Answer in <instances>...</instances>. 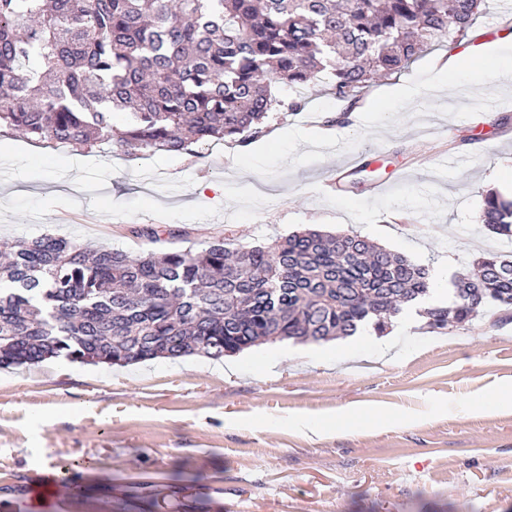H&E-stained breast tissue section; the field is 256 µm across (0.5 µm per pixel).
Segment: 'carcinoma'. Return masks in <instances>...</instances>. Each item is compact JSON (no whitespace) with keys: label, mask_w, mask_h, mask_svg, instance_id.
<instances>
[{"label":"carcinoma","mask_w":512,"mask_h":512,"mask_svg":"<svg viewBox=\"0 0 512 512\" xmlns=\"http://www.w3.org/2000/svg\"><path fill=\"white\" fill-rule=\"evenodd\" d=\"M484 0H0V128L37 143L128 156L264 136L285 84L323 82L356 106L423 51L455 44ZM127 111L125 129L112 114ZM479 223L512 239V200ZM129 254L42 235L0 243V368L50 358L131 364L219 359L285 339L321 342L394 318L429 272L358 234L294 232L270 245ZM512 312V260L463 266L429 326Z\"/></svg>","instance_id":"carcinoma-1"}]
</instances>
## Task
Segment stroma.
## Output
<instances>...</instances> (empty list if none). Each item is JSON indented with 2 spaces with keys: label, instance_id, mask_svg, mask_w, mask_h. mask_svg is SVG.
I'll list each match as a JSON object with an SVG mask.
<instances>
[{
  "label": "stroma",
  "instance_id": "obj_1",
  "mask_svg": "<svg viewBox=\"0 0 512 512\" xmlns=\"http://www.w3.org/2000/svg\"><path fill=\"white\" fill-rule=\"evenodd\" d=\"M510 17L507 0H487L455 48L380 80L347 123L322 85L306 89L304 110L281 113L255 149L131 158L2 132L14 147L0 158V241L50 233L138 254L354 232L426 266V303L445 305L465 264L512 253L477 221L488 190L512 198V90L473 60L451 76L460 94L435 99L428 65L508 37ZM362 155L357 188L337 191ZM134 225L182 235L154 243ZM477 393L501 401L477 409ZM53 470L62 495L81 479L86 512H512V320L435 332L410 309L384 336L266 343L226 361L0 369V505Z\"/></svg>",
  "mask_w": 512,
  "mask_h": 512
}]
</instances>
